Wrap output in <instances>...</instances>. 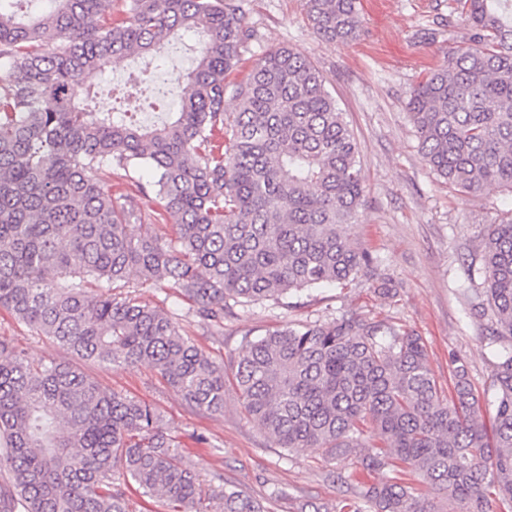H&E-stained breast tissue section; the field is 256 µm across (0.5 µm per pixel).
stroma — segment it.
<instances>
[{
  "label": "stroma",
  "instance_id": "1",
  "mask_svg": "<svg viewBox=\"0 0 512 512\" xmlns=\"http://www.w3.org/2000/svg\"><path fill=\"white\" fill-rule=\"evenodd\" d=\"M450 2L361 0L362 31L344 43L316 35L301 0H247L246 5L245 22L256 37L244 55V67L270 48L290 46L327 76L328 88L359 143L366 180L363 221L348 232L357 247L373 256L395 296L379 294L375 281L361 277L346 288L298 294L293 304L236 307L219 337L206 335L177 289L144 284L133 276V296L175 313L182 334L226 364L243 339L349 311L421 336L443 392L452 390L456 358L466 363L478 392L490 390L494 323L491 317L473 315V305H486L487 298L466 268L481 261L489 226L512 214V193L449 191L423 163L407 114L413 86L426 71L442 65L449 47L468 35ZM0 336L13 340L35 362L70 357L4 309ZM82 369L104 390L150 404L205 491L232 485L260 500L266 512H298L308 501L333 505L354 497L382 477L352 453L332 457L321 448L274 447L247 419L234 385L225 387L223 412L210 414L191 409L155 367L86 363ZM225 373L233 375V367L227 364Z\"/></svg>",
  "mask_w": 512,
  "mask_h": 512
}]
</instances>
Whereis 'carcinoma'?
<instances>
[{
	"mask_svg": "<svg viewBox=\"0 0 512 512\" xmlns=\"http://www.w3.org/2000/svg\"><path fill=\"white\" fill-rule=\"evenodd\" d=\"M0 0V308L73 355L157 368L196 411L224 412V364L182 335L172 312L117 293L128 276L167 280L203 330L234 308L368 276L371 255L344 228L364 206L357 139L298 51L239 67L255 33L243 0ZM467 41L414 87L408 115L429 169L450 192L512 193V0H453ZM314 32L356 39L359 0H304ZM77 30L76 40L50 45ZM185 32L190 69L170 78L175 112L146 124L120 102H162L144 69L112 106L86 72L155 59ZM149 167L152 182L120 203L103 171ZM155 196L177 217L166 241L145 223ZM482 276L493 337L512 339V216L489 225ZM487 423L467 367L439 390L423 339L347 311L291 323L231 355L247 416L279 448L352 452L381 482L338 508L299 512H497L512 509V346L495 352ZM0 512H129L124 487L180 512H208L199 475L172 448L152 408L106 392L68 361L34 364L0 337ZM419 475L447 505L426 500ZM220 512H265L226 487Z\"/></svg>",
	"mask_w": 512,
	"mask_h": 512,
	"instance_id": "cac0c4a2",
	"label": "carcinoma"
}]
</instances>
